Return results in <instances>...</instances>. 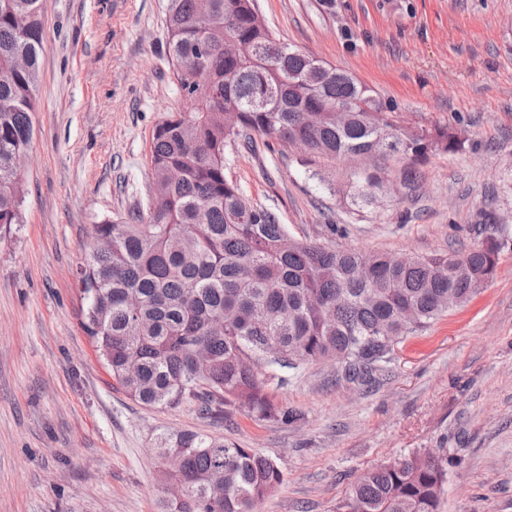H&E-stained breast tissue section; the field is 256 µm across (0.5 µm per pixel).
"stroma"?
<instances>
[{
  "instance_id": "1",
  "label": "stroma",
  "mask_w": 512,
  "mask_h": 512,
  "mask_svg": "<svg viewBox=\"0 0 512 512\" xmlns=\"http://www.w3.org/2000/svg\"><path fill=\"white\" fill-rule=\"evenodd\" d=\"M256 8L276 39L393 103L401 129L447 124L463 146L414 163L323 157L257 134L226 149L225 175L303 242L427 256L493 236L496 276L404 336L370 383L341 361L259 364L295 423L135 402L84 330L77 272L95 225L146 210L153 130L188 105L167 53V0H43L25 221L0 238V512H159L156 449L186 430L277 463L282 482L260 512H336L360 473L428 449L448 458L438 512H512V0ZM364 172L383 189L357 204Z\"/></svg>"
}]
</instances>
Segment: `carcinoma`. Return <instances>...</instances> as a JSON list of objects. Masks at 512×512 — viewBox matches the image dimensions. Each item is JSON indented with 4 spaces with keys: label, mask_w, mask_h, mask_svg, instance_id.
Segmentation results:
<instances>
[{
    "label": "carcinoma",
    "mask_w": 512,
    "mask_h": 512,
    "mask_svg": "<svg viewBox=\"0 0 512 512\" xmlns=\"http://www.w3.org/2000/svg\"><path fill=\"white\" fill-rule=\"evenodd\" d=\"M168 54L181 91L196 100L171 112L152 136L156 205L132 224L95 225L80 282L85 329L112 379L139 404L177 408L196 400L224 414L237 405L288 424L256 366L342 360L352 379L372 376L394 336L422 331L494 278L492 237L465 253L419 257L331 249L294 241L276 214L251 203L224 175V148L254 132L315 154H401L422 160L459 146L448 127L398 134L391 106L351 75L273 37L255 0H169ZM241 46L224 55V38ZM43 51L42 0H0V236L23 223L24 182L14 158L32 142ZM356 104L337 116L335 109ZM355 181L367 202L380 189ZM177 454L160 481L184 479L191 494L162 512H249L282 481L278 465L250 448L184 431L162 440ZM413 453L355 480L337 512H437L446 460Z\"/></svg>",
    "instance_id": "carcinoma-1"
}]
</instances>
